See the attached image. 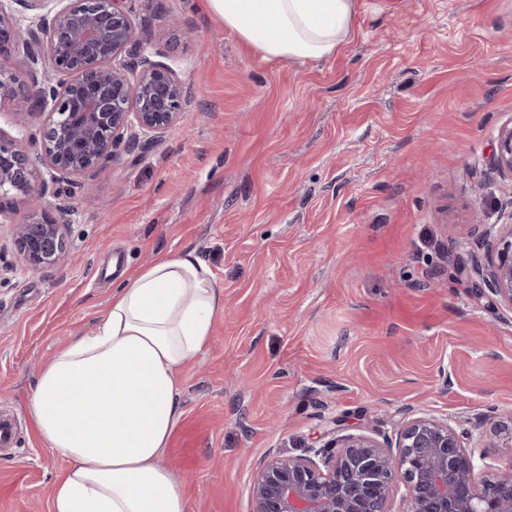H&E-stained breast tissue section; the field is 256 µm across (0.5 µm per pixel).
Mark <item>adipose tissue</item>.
Returning <instances> with one entry per match:
<instances>
[{
    "instance_id": "ef3b65f1",
    "label": "adipose tissue",
    "mask_w": 512,
    "mask_h": 512,
    "mask_svg": "<svg viewBox=\"0 0 512 512\" xmlns=\"http://www.w3.org/2000/svg\"><path fill=\"white\" fill-rule=\"evenodd\" d=\"M264 58L319 62L349 39L358 0H204ZM224 290L195 252L118 281L93 334L37 376L26 411L66 460L50 512H188L166 456L181 420L178 373L209 343Z\"/></svg>"
}]
</instances>
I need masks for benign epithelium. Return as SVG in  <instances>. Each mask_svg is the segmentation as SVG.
Returning <instances> with one entry per match:
<instances>
[{"label": "benign epithelium", "mask_w": 512, "mask_h": 512, "mask_svg": "<svg viewBox=\"0 0 512 512\" xmlns=\"http://www.w3.org/2000/svg\"><path fill=\"white\" fill-rule=\"evenodd\" d=\"M126 0H0V104L15 123L40 119L24 143L0 134V218L23 196L28 215L10 222L28 269L73 261L67 234L74 209L59 200L79 189L96 200L92 172L120 148L151 144L181 118L191 89L171 66L151 59ZM496 169L512 177V121L498 130ZM483 263L472 256V287L512 309V216L495 232ZM479 448H512V410L488 419L474 445L448 420H408L396 447L364 433L331 438L302 455H270L250 484L251 512H512V464L480 474Z\"/></svg>", "instance_id": "benign-epithelium-1"}]
</instances>
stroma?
<instances>
[{
  "mask_svg": "<svg viewBox=\"0 0 512 512\" xmlns=\"http://www.w3.org/2000/svg\"><path fill=\"white\" fill-rule=\"evenodd\" d=\"M129 4L192 96L158 142L94 171L76 262L25 269L0 227V415L15 424L0 512H49L66 462L26 405L108 309L115 260L131 273L193 250L224 290L179 372L166 461L189 512H250L259 460L336 425L392 443L416 416L474 435L512 409V309L460 265L512 213L492 165L512 120V0H359L349 41L304 64L263 58L204 0Z\"/></svg>",
  "mask_w": 512,
  "mask_h": 512,
  "instance_id": "stroma-1",
  "label": "stroma"
}]
</instances>
